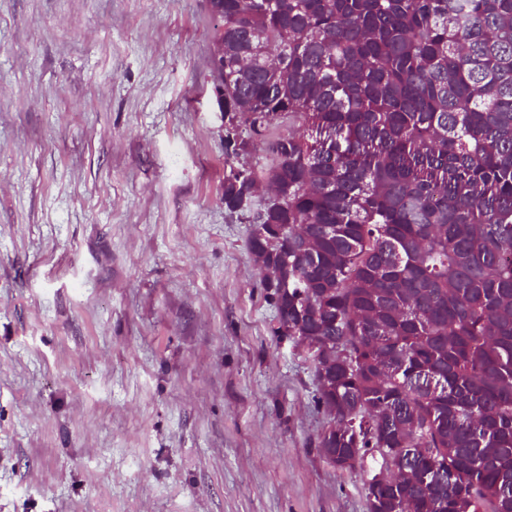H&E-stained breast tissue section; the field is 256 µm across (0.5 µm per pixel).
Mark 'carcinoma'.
Wrapping results in <instances>:
<instances>
[{
  "instance_id": "obj_1",
  "label": "carcinoma",
  "mask_w": 512,
  "mask_h": 512,
  "mask_svg": "<svg viewBox=\"0 0 512 512\" xmlns=\"http://www.w3.org/2000/svg\"><path fill=\"white\" fill-rule=\"evenodd\" d=\"M224 116L272 166L224 175L278 336L313 356L331 463L369 512H512V0H210Z\"/></svg>"
}]
</instances>
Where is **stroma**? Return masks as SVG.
Returning <instances> with one entry per match:
<instances>
[{"instance_id":"obj_1","label":"stroma","mask_w":512,"mask_h":512,"mask_svg":"<svg viewBox=\"0 0 512 512\" xmlns=\"http://www.w3.org/2000/svg\"><path fill=\"white\" fill-rule=\"evenodd\" d=\"M208 0H0V512H367L224 207Z\"/></svg>"}]
</instances>
